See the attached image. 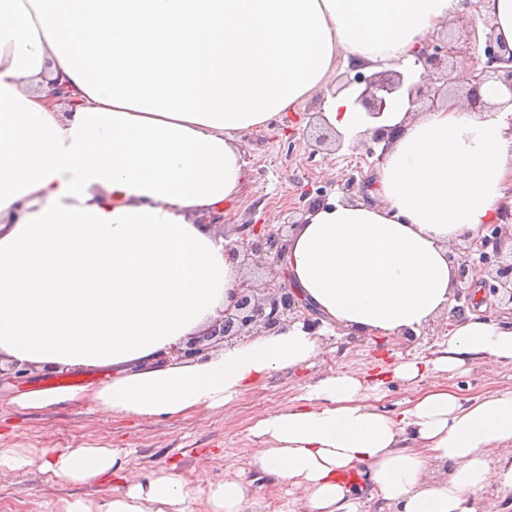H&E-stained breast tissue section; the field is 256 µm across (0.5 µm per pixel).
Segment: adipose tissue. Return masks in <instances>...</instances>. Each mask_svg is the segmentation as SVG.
<instances>
[{
  "instance_id": "1",
  "label": "adipose tissue",
  "mask_w": 512,
  "mask_h": 512,
  "mask_svg": "<svg viewBox=\"0 0 512 512\" xmlns=\"http://www.w3.org/2000/svg\"><path fill=\"white\" fill-rule=\"evenodd\" d=\"M459 16L488 21L512 48V0H0V360L36 370L108 368V381L17 393L42 410L93 401L108 415L171 419L216 410L321 350L318 331L284 323L206 359L174 349L221 317L240 277L201 220L237 203L248 181L240 141L321 96L322 118L351 146L375 122L339 63L405 72ZM66 84L71 105L48 99ZM490 110L451 100L396 128L365 196L310 208L281 261L321 328L401 337L455 304L448 247L512 207V124L494 83ZM512 361V325L454 319L434 370ZM253 463L304 485L309 512H478L512 491V388L462 401L436 381L408 406L378 408L345 371L261 415ZM104 446L0 448V477L38 468L72 484L112 478L106 498L58 512H186L191 490L161 470L143 479ZM210 512H246L238 479L209 484Z\"/></svg>"
}]
</instances>
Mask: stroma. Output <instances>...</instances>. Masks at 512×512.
Instances as JSON below:
<instances>
[{"label": "stroma", "instance_id": "stroma-1", "mask_svg": "<svg viewBox=\"0 0 512 512\" xmlns=\"http://www.w3.org/2000/svg\"><path fill=\"white\" fill-rule=\"evenodd\" d=\"M282 121L253 130L242 138L249 182L240 205L224 214V231L237 224H281L307 208L302 188L343 199L342 184L350 176L369 173L378 164L363 145L309 155L302 136H289ZM451 323L439 316L414 337L389 339L368 333L325 335L322 351L311 364L273 373L224 408L190 417L152 421L108 417L93 403L45 410H21L9 405L10 394L0 386V446L4 448H68L99 445L127 451L132 469L147 477L159 469L177 474L199 492L188 512H205L207 483L240 479L249 490L253 512H270L271 505L291 501L296 512H308L304 488L277 482L252 463L258 446L251 432L264 412L297 403L309 384L342 369L358 375L372 390L377 406L396 412L423 393L426 379L403 381L389 369L402 359L431 360L443 349ZM461 399H472L512 386V362L474 363L446 378ZM112 490L108 483L74 485L49 473L0 477V512H55L61 500H98Z\"/></svg>", "mask_w": 512, "mask_h": 512}]
</instances>
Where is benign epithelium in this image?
<instances>
[{"mask_svg": "<svg viewBox=\"0 0 512 512\" xmlns=\"http://www.w3.org/2000/svg\"><path fill=\"white\" fill-rule=\"evenodd\" d=\"M466 30L474 43L485 38L482 68L466 66V51L448 41L443 45L424 46L418 51V62L424 72L420 81L405 85L403 74L380 72L369 76L356 75L348 84L361 86L356 103L372 118H379L385 112L387 99L402 89H407L413 104L426 98L429 109L448 100V90L436 86V75L449 60L463 65V82L467 84L463 106L473 113H482L491 108L481 93L482 86L489 81L500 82L512 94V49L498 40L493 33H479L476 21L468 19ZM239 239L226 245L228 251L244 266L254 262L266 278L258 283L241 277L237 288L229 293V304L224 307V317L215 320L202 333L190 337L175 354L183 360H195L206 355L210 349L227 341L242 340L250 336H261L279 331L289 316L306 309V304L288 288L279 264L288 247V237L280 230L265 229L256 224L236 226ZM506 244L501 234L478 236L470 242L468 251L458 258L449 256L455 267L457 280L466 281L479 273L491 275L498 286L495 291L505 290L501 301L512 306V236ZM478 255L475 263L472 255Z\"/></svg>", "mask_w": 512, "mask_h": 512, "instance_id": "benign-epithelium-1", "label": "benign epithelium"}]
</instances>
